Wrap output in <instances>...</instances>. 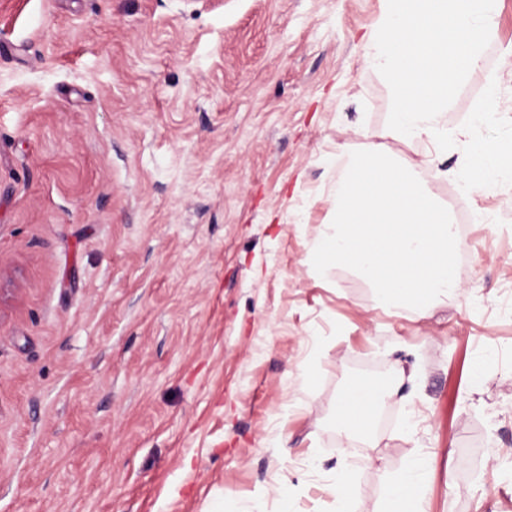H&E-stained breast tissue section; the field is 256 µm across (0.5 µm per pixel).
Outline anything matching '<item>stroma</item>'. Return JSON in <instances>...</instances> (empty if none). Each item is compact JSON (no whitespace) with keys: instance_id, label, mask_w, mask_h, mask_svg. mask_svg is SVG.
<instances>
[{"instance_id":"obj_1","label":"stroma","mask_w":512,"mask_h":512,"mask_svg":"<svg viewBox=\"0 0 512 512\" xmlns=\"http://www.w3.org/2000/svg\"><path fill=\"white\" fill-rule=\"evenodd\" d=\"M382 0H0V512H512V190L465 293L384 312L309 267L336 151L391 137ZM512 118V0L490 37ZM408 379L390 392L393 365ZM374 385L376 447L342 440ZM427 461L416 459L388 482L382 512H425L423 488L427 477Z\"/></svg>"}]
</instances>
